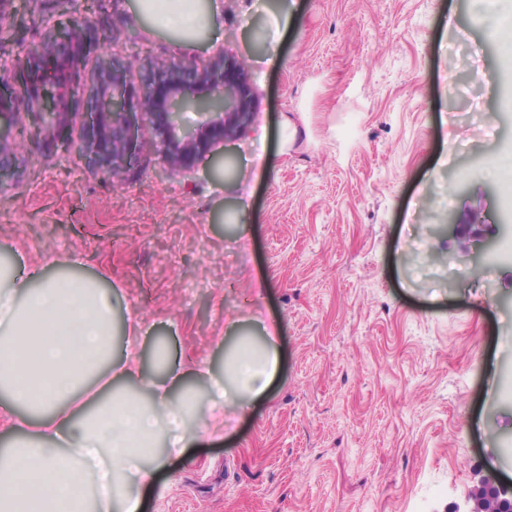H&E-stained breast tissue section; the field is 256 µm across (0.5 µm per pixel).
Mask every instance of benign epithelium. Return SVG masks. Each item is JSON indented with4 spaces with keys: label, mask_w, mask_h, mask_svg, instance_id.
<instances>
[{
    "label": "benign epithelium",
    "mask_w": 512,
    "mask_h": 512,
    "mask_svg": "<svg viewBox=\"0 0 512 512\" xmlns=\"http://www.w3.org/2000/svg\"><path fill=\"white\" fill-rule=\"evenodd\" d=\"M73 9V0H56L55 12L25 58L0 72L1 191L19 176L27 143L55 137L63 113L84 120L79 139L66 138L61 148L85 158L108 179L137 155L142 114L158 138L163 167L172 173L192 168L200 155L247 131L256 106L242 61L219 51L202 65L188 60L146 67L135 90L128 68L105 51L106 36L97 25L86 19L73 26ZM54 72L66 93L49 98L44 84ZM186 110L198 115L191 128L182 123ZM440 229L461 240L464 255L495 257L491 241L477 237L474 225L450 215ZM452 512H512V484L483 476L466 509Z\"/></svg>",
    "instance_id": "7a95c632"
}]
</instances>
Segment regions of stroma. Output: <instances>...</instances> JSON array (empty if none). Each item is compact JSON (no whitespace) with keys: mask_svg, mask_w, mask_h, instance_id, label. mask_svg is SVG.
<instances>
[{"mask_svg":"<svg viewBox=\"0 0 512 512\" xmlns=\"http://www.w3.org/2000/svg\"><path fill=\"white\" fill-rule=\"evenodd\" d=\"M220 33L160 28L138 0H75L108 52L144 66L221 50L257 112L170 174L148 118L139 159L109 180L47 141L0 191V244L46 274L84 256L112 294V354L136 342L210 376L242 337L280 328L264 395L173 454L143 512H448L481 475L512 479V264L462 260L437 218L481 224L512 201L493 85L496 36L470 0H216ZM0 61L24 56L47 0H15ZM287 24H278L281 12ZM276 64H269V57Z\"/></svg>","mask_w":512,"mask_h":512,"instance_id":"35a3bbf8","label":"stroma"}]
</instances>
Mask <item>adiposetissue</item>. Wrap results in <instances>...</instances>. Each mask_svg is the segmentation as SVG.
<instances>
[{"label":"adipose tissue","instance_id":"adipose-tissue-1","mask_svg":"<svg viewBox=\"0 0 512 512\" xmlns=\"http://www.w3.org/2000/svg\"><path fill=\"white\" fill-rule=\"evenodd\" d=\"M143 11L167 29L222 27L219 6L200 14L196 0H141ZM278 370L275 335L262 348L240 344L224 359L211 386L212 405L238 408L256 400ZM166 362L161 379L143 376L136 344L112 356V298L100 281L74 274L45 276L18 258L0 259V432L15 436L0 451V512H141L129 474L150 485L166 463L158 450L188 447L196 438L173 390L188 378ZM142 379L149 401L118 389Z\"/></svg>","mask_w":512,"mask_h":512}]
</instances>
